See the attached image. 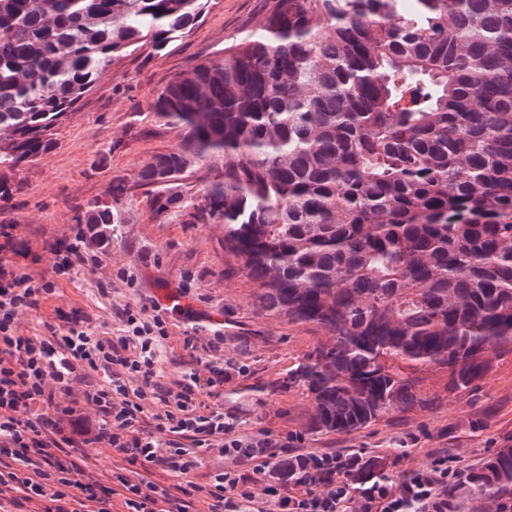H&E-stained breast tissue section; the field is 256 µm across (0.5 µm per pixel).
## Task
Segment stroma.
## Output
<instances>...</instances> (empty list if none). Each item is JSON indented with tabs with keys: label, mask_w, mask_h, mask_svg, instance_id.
Listing matches in <instances>:
<instances>
[{
	"label": "stroma",
	"mask_w": 512,
	"mask_h": 512,
	"mask_svg": "<svg viewBox=\"0 0 512 512\" xmlns=\"http://www.w3.org/2000/svg\"><path fill=\"white\" fill-rule=\"evenodd\" d=\"M272 5L212 0L204 17L160 56L129 58L103 71L56 128L55 145L15 172L17 188L0 202V225H11L24 245L13 263L36 277L52 275L46 242L69 237L80 209L103 197L111 179L124 177L129 186L100 265L56 280L54 294L19 314V327L42 334L47 325H58L59 312L74 311L95 335L113 337L120 333L116 312L126 303L147 299L163 306L173 299L160 375L168 382L194 368L185 337L204 343L223 332L224 357L238 367L224 384V408L239 414L244 433L299 432L307 449L378 459L394 483L444 454L464 472L477 470L496 449L512 446L511 356L498 360L470 392L449 396L435 409L393 413L350 434L310 431L311 398L283 380L325 332L261 312L254 284L224 251L223 225L194 218L189 203L215 176L217 163L189 167L181 180L185 206L162 214L155 211L152 189L139 183L145 165L178 151L182 142L179 127L150 112L153 99L176 74L259 30Z\"/></svg>",
	"instance_id": "1"
}]
</instances>
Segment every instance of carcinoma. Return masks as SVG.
Segmentation results:
<instances>
[{"label": "carcinoma", "mask_w": 512, "mask_h": 512, "mask_svg": "<svg viewBox=\"0 0 512 512\" xmlns=\"http://www.w3.org/2000/svg\"><path fill=\"white\" fill-rule=\"evenodd\" d=\"M211 0H0V170L110 65L156 57ZM152 111L183 131L143 168L155 211L195 161V217L268 316L326 331L283 383L312 429L350 434L472 390L512 352V0H274L265 25L175 76ZM127 185L77 223H121ZM512 496V448L470 478ZM220 167V161L207 160L198 161L188 168L180 181L185 205H189L191 201L203 193L205 186L209 184L211 177L217 174L216 170Z\"/></svg>", "instance_id": "1"}]
</instances>
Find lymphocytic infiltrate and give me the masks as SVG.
Returning a JSON list of instances; mask_svg holds the SVG:
<instances>
[{
    "instance_id": "lymphocytic-infiltrate-1",
    "label": "lymphocytic infiltrate",
    "mask_w": 512,
    "mask_h": 512,
    "mask_svg": "<svg viewBox=\"0 0 512 512\" xmlns=\"http://www.w3.org/2000/svg\"><path fill=\"white\" fill-rule=\"evenodd\" d=\"M53 272L97 267L100 258L83 225L48 243ZM52 283L0 262V502L29 512H458L462 470L438 457L400 483H356L372 459L303 448L297 432L244 434L224 410L223 337L184 347L196 369L163 381L157 364L168 338L166 310L140 302L119 313L122 334L97 336L70 315L46 335L20 332L17 316L38 308ZM93 416H86V409ZM91 448H108L129 472L100 478L86 471ZM293 448V478L275 473L279 449ZM218 451L222 469L197 483L205 455ZM172 478L152 480L153 470Z\"/></svg>"
}]
</instances>
